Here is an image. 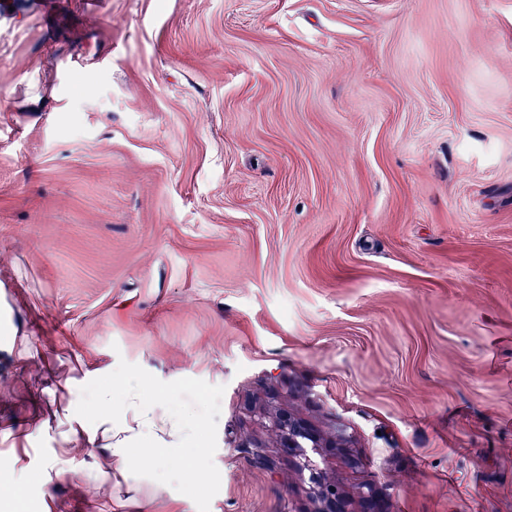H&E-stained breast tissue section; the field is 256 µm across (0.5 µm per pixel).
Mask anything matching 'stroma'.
Returning a JSON list of instances; mask_svg holds the SVG:
<instances>
[{"instance_id": "35a3bbf8", "label": "stroma", "mask_w": 512, "mask_h": 512, "mask_svg": "<svg viewBox=\"0 0 512 512\" xmlns=\"http://www.w3.org/2000/svg\"><path fill=\"white\" fill-rule=\"evenodd\" d=\"M122 370L183 469L116 452ZM1 457L0 512H314L309 460L348 512H512V0L0 14ZM94 408L100 414H112V424L115 423L120 428L128 427L125 413L120 407L115 405L111 392L101 393L95 402ZM260 419L269 420L271 430L279 442L280 448L288 449V452L303 451L302 448H347L344 440L337 437L324 440L315 430L295 420L289 415L276 414L271 416L266 411H259ZM325 441V444L324 442ZM324 444V446H323Z\"/></svg>"}]
</instances>
